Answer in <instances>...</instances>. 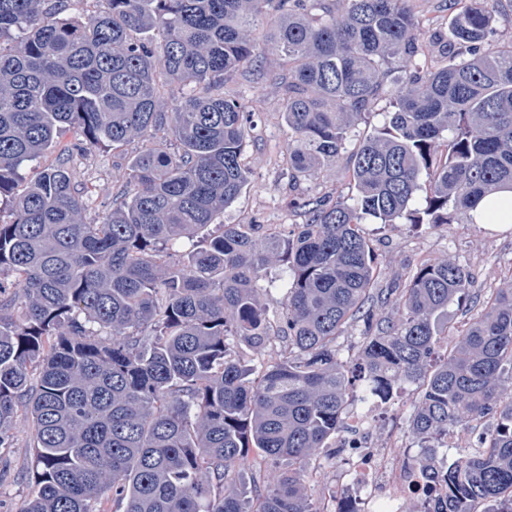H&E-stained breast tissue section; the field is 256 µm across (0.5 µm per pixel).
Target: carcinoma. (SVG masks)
<instances>
[{"instance_id":"obj_1","label":"carcinoma","mask_w":512,"mask_h":512,"mask_svg":"<svg viewBox=\"0 0 512 512\" xmlns=\"http://www.w3.org/2000/svg\"><path fill=\"white\" fill-rule=\"evenodd\" d=\"M0 0V448L31 419L22 512H321L303 483L311 456H336L350 392L386 403L422 391L409 427L424 443L473 418L496 421L479 451L439 466L448 483L422 512H512V283L487 301L442 361L443 319L470 294L464 266L425 262L391 288L361 224H455L512 191V42L497 0H448L436 38L448 66L419 59L413 0ZM468 44L470 57L455 60ZM283 92L289 182L317 178L387 93L392 110L352 150L347 198L297 196L304 222L209 230L249 182L254 113L224 74L262 53ZM402 85L387 90L391 61ZM181 94L160 100L161 89ZM61 161L15 195L19 170L60 143ZM146 142L98 224L70 163L91 148ZM427 178L426 204H415ZM191 241L185 250L173 245ZM284 258L276 319L258 283ZM392 307L383 315L379 309ZM360 327L353 365L337 339ZM278 340L276 358L254 352ZM282 467L247 481L249 453ZM496 39L504 42L512 40V0H502L493 23Z\"/></svg>"}]
</instances>
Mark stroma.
Wrapping results in <instances>:
<instances>
[{
	"mask_svg": "<svg viewBox=\"0 0 512 512\" xmlns=\"http://www.w3.org/2000/svg\"><path fill=\"white\" fill-rule=\"evenodd\" d=\"M414 9L426 37L424 50L429 68L439 69L448 64V56L435 46L434 36L447 31L450 14L446 0H414ZM226 95L239 98L255 114V128L247 142L246 154L251 168L250 182L241 196L225 208L227 224H262L291 226L301 218L289 206L292 193L288 188V168L283 154L288 146V127L281 117V89L268 81L247 73L234 71L224 77ZM143 143L133 140L122 150L101 148L79 158L72 167L73 177L89 199L83 214L85 222L101 221L112 207V195L120 187L116 163L127 162L139 152ZM347 154H340L319 178L303 182L301 191L309 196H348L351 188L345 176ZM370 240L380 272L381 286L407 275L421 260L449 259L465 266L473 279L471 298L448 308V323L452 328L437 344L439 356H446L459 334L469 323L480 317L484 303L496 290L512 281V228L492 231L482 224H409L384 226L367 224L363 227ZM419 390L404 385L389 405L377 411L374 421L366 426L364 440L373 448L392 447L409 459L420 454L421 442L410 431L407 421L415 409ZM30 420L19 414L15 427L14 445L0 448V512H21L28 497L27 474L32 461L29 443ZM346 455L333 461L317 458L310 462L306 477V492L310 499L323 501L329 486L335 485L346 473Z\"/></svg>",
	"mask_w": 512,
	"mask_h": 512,
	"instance_id": "1",
	"label": "stroma"
}]
</instances>
